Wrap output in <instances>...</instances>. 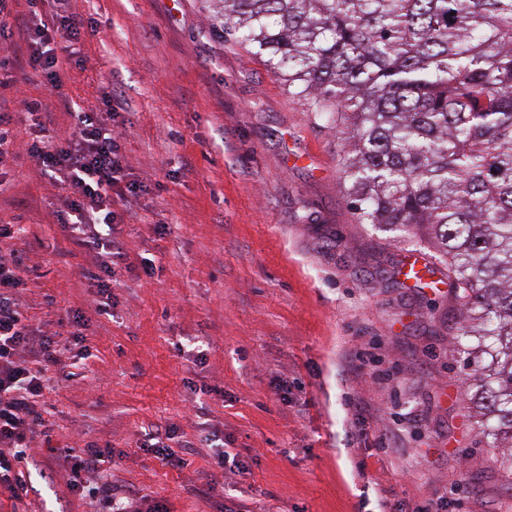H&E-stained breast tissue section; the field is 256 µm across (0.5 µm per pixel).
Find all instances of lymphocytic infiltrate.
Masks as SVG:
<instances>
[{
    "label": "lymphocytic infiltrate",
    "mask_w": 512,
    "mask_h": 512,
    "mask_svg": "<svg viewBox=\"0 0 512 512\" xmlns=\"http://www.w3.org/2000/svg\"><path fill=\"white\" fill-rule=\"evenodd\" d=\"M53 25H41L39 43L32 46L24 65L40 73L52 87L62 83L64 65L81 60V31L94 26L68 13L67 0H53ZM22 112L35 129L28 152L45 178L65 193V207L58 220L68 228L74 243L93 248L112 244L115 225L126 223L130 211L113 207L112 190L125 184L130 194L142 192L138 183H125L122 133L114 131L98 113L69 109L71 133L52 137V121L37 99L22 102ZM18 224L0 225V490L20 497L25 486L17 470L33 450V441L44 419L39 405L43 391L56 383L66 366V349L48 336L35 337L21 294L25 253L10 248L9 240L21 235ZM73 464L68 484L78 491L94 512H140L135 498L119 494L99 475L105 452L94 443L68 451Z\"/></svg>",
    "instance_id": "f902f5d3"
}]
</instances>
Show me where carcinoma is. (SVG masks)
<instances>
[{"label": "carcinoma", "mask_w": 512, "mask_h": 512, "mask_svg": "<svg viewBox=\"0 0 512 512\" xmlns=\"http://www.w3.org/2000/svg\"><path fill=\"white\" fill-rule=\"evenodd\" d=\"M211 2L223 34L344 136L357 223L448 276L479 434L511 476L512 0Z\"/></svg>", "instance_id": "cac0c4a2"}]
</instances>
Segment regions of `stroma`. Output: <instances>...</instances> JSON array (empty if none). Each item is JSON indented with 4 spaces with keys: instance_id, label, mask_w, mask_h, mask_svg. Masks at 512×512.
Wrapping results in <instances>:
<instances>
[{
    "instance_id": "35a3bbf8",
    "label": "stroma",
    "mask_w": 512,
    "mask_h": 512,
    "mask_svg": "<svg viewBox=\"0 0 512 512\" xmlns=\"http://www.w3.org/2000/svg\"><path fill=\"white\" fill-rule=\"evenodd\" d=\"M70 5L96 20L84 64L65 65L58 89L12 75L61 139L66 106L118 97L128 178L145 190L116 200L137 220L117 229L126 261L99 314L83 276L95 255L58 223L62 194L15 123L0 225L26 229L14 247L29 258V323L87 348L40 399L53 444L111 449L100 475L142 512H411L445 496L452 512H512V480L471 423L459 305L448 285L405 277L408 246L356 223L335 129L216 31L211 0ZM358 398L378 420L358 416ZM165 429L182 466L145 448ZM69 467L35 448L26 495L0 493V512H88Z\"/></svg>"
}]
</instances>
